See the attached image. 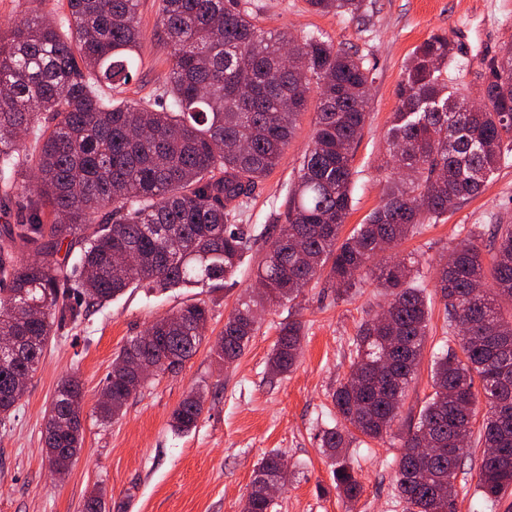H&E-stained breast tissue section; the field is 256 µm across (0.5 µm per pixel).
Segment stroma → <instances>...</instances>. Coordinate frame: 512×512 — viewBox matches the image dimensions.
Instances as JSON below:
<instances>
[{"label": "stroma", "mask_w": 512, "mask_h": 512, "mask_svg": "<svg viewBox=\"0 0 512 512\" xmlns=\"http://www.w3.org/2000/svg\"><path fill=\"white\" fill-rule=\"evenodd\" d=\"M246 3L265 28L298 38L328 34L373 71L370 115L355 152L354 206L341 228L345 236L364 223L387 186L388 131L414 48L431 34H454L464 54L448 77L468 93L474 89L480 58L512 45V0H366L358 19L311 12L305 0ZM158 7L159 0H141V24L148 37L143 66L124 93L131 102L156 101L169 72V51L152 36ZM315 117V107H308L284 159L257 184L238 217L251 240L235 287L129 288L53 336L10 419L0 424V512H83L85 500L98 491L106 512H241L257 463L272 451L288 460L292 475L275 496L271 512H402L396 474L403 439L433 392L432 356L446 347L434 269L472 225L492 223L498 216L512 218V162L502 165L477 197L457 203L398 247L419 263L431 309L429 331L391 436L362 437L348 450L363 484L358 500L349 504L336 491L321 438L338 422L332 394L350 372L359 327L384 303L375 281L365 278L342 297L328 277H320L294 301L266 309L257 333L234 363L220 362L212 351L225 319L256 287L257 265L269 248L270 229L281 220ZM199 300L210 314L197 352L180 370L153 375L118 420L100 423L95 408L127 340L143 335L153 321L184 303ZM291 319L304 325L301 352L288 374L275 376L268 370V357L281 324ZM68 375L77 376L84 388L83 443L67 474L58 476L49 467L43 433L55 391ZM195 389L204 398V412L190 431L175 432L171 415ZM482 456L481 445L472 444L456 475L458 512H512V494L491 508L477 493Z\"/></svg>", "instance_id": "1"}]
</instances>
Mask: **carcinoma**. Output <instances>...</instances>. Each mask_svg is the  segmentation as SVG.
Instances as JSON below:
<instances>
[{
	"instance_id": "carcinoma-1",
	"label": "carcinoma",
	"mask_w": 512,
	"mask_h": 512,
	"mask_svg": "<svg viewBox=\"0 0 512 512\" xmlns=\"http://www.w3.org/2000/svg\"><path fill=\"white\" fill-rule=\"evenodd\" d=\"M316 13L360 16L365 0H306ZM59 21L33 12L0 28V336H21L0 353V420L7 419L35 375L51 337L89 309L131 285L156 289L236 284L250 235L237 223L255 185L282 161L300 114L316 91L317 121L258 266L257 299L224 322L215 353L237 360L257 331L256 306L289 302L323 272L341 294L366 276L387 296L385 320L364 321L346 382L333 393L344 421L322 436L336 490L352 502L362 485L347 449L354 433L381 440L393 431L422 355L429 306L410 257L371 261L436 222L460 199L481 193L498 166L512 159V52L484 57L475 95L448 83L461 46L435 33L418 45L400 87L388 146L403 177L381 205L345 239L352 208L355 145L369 117L373 74L364 61L322 35L298 41L263 28L238 0H160L154 35L172 66L161 104L112 98L141 64L140 0H67ZM484 101L468 108L472 97ZM33 152L21 154L23 138ZM37 170L12 210L21 167ZM80 249L83 276L58 258ZM439 289L454 346L433 355V393L409 430L396 487L403 512H456L448 481L464 465L481 383L488 410L479 439L498 452L482 458L476 491L493 506L512 491V224L488 238L469 231L440 268ZM205 302L180 307L127 341L113 362L96 417L122 414L146 382L138 364L176 370L203 341ZM302 322L280 328L268 360L275 375L295 365ZM83 390L77 377L57 387L44 446L49 462L74 459L83 442ZM203 397L190 393L173 411L177 432L194 428ZM445 452L419 455L420 438ZM282 455L259 463L242 512H270L265 486H285Z\"/></svg>"
}]
</instances>
